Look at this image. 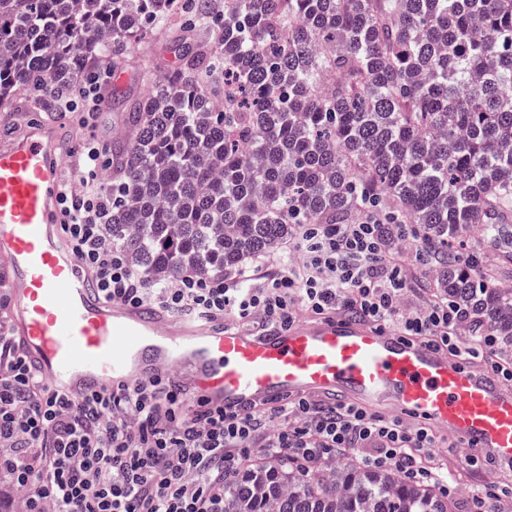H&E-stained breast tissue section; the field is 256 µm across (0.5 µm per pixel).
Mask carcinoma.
Listing matches in <instances>:
<instances>
[{
  "mask_svg": "<svg viewBox=\"0 0 512 512\" xmlns=\"http://www.w3.org/2000/svg\"><path fill=\"white\" fill-rule=\"evenodd\" d=\"M179 16L191 36L112 139V240L155 280L277 250L298 224H416L462 329L512 347V288L448 240L512 261V0H0V102L64 96ZM353 459L260 455L224 512H464ZM480 238L477 231L464 233L460 237L449 240L448 250L460 259H465L471 253L478 252L484 263L493 269L499 282L512 285V262H503L498 255V247L484 244Z\"/></svg>",
  "mask_w": 512,
  "mask_h": 512,
  "instance_id": "obj_1",
  "label": "carcinoma"
}]
</instances>
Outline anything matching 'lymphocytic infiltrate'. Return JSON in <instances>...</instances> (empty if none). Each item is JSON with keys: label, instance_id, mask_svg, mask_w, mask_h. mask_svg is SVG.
<instances>
[{"label": "lymphocytic infiltrate", "instance_id": "f902f5d3", "mask_svg": "<svg viewBox=\"0 0 512 512\" xmlns=\"http://www.w3.org/2000/svg\"><path fill=\"white\" fill-rule=\"evenodd\" d=\"M102 155L98 144L83 147L88 187L77 197L61 185L57 210L70 249L106 298L194 321L232 319L259 335L288 329L302 313L347 310L470 367L487 362L493 340L461 339L459 312L448 300L403 313L407 269L370 215L352 224L298 225L271 277L262 276L268 259L258 255L228 274L186 271L152 281L112 241V189L94 183ZM191 400L187 386L158 378L72 401L50 392L0 332V448H10L0 451V478L24 495L26 512H224V482L254 449L309 464L357 448L367 467L396 468L443 490L452 485L447 469L418 464L441 441L422 422L306 397L252 416L193 411ZM266 420L274 427L256 443Z\"/></svg>", "mask_w": 512, "mask_h": 512}]
</instances>
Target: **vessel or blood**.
I'll return each instance as SVG.
<instances>
[{"instance_id": "1", "label": "vessel or blood", "mask_w": 512, "mask_h": 512, "mask_svg": "<svg viewBox=\"0 0 512 512\" xmlns=\"http://www.w3.org/2000/svg\"><path fill=\"white\" fill-rule=\"evenodd\" d=\"M36 110L13 101L18 134L0 146V283L12 332L51 391L77 401L176 372L229 412L322 397L427 423L464 451L512 463V389L426 343L344 313L257 336L104 299L61 234L56 131L31 120Z\"/></svg>"}]
</instances>
